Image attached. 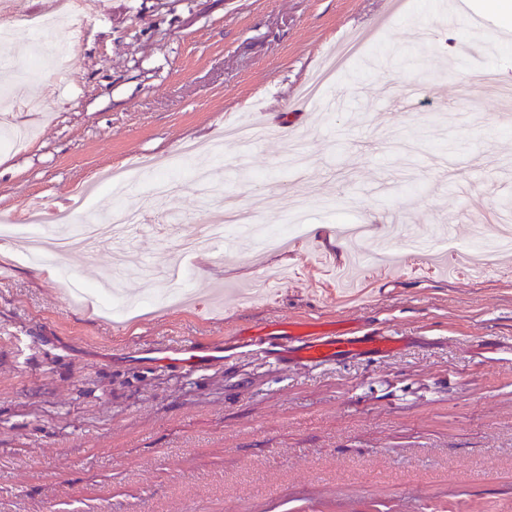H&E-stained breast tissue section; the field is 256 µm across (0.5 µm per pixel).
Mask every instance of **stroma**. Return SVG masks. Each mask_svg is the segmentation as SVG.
Instances as JSON below:
<instances>
[{
  "label": "stroma",
  "instance_id": "35a3bbf8",
  "mask_svg": "<svg viewBox=\"0 0 512 512\" xmlns=\"http://www.w3.org/2000/svg\"><path fill=\"white\" fill-rule=\"evenodd\" d=\"M462 4L93 0L52 34L75 50L5 110L34 136L0 147V213L65 209L150 159L91 207L154 221L129 247L161 275L116 281L155 303L115 321L64 295L112 280L109 250L49 267L0 251V512H512V256L477 274L512 200V108L472 82L512 81V29ZM349 34L363 55L304 96ZM234 121L267 136L207 158L216 194L180 148ZM227 200L258 207L253 238L182 259ZM296 220L307 235L269 250L266 229ZM182 264L189 298L163 304ZM291 321L402 342L310 366L260 355L254 336ZM186 343L222 359L150 358Z\"/></svg>",
  "mask_w": 512,
  "mask_h": 512
}]
</instances>
